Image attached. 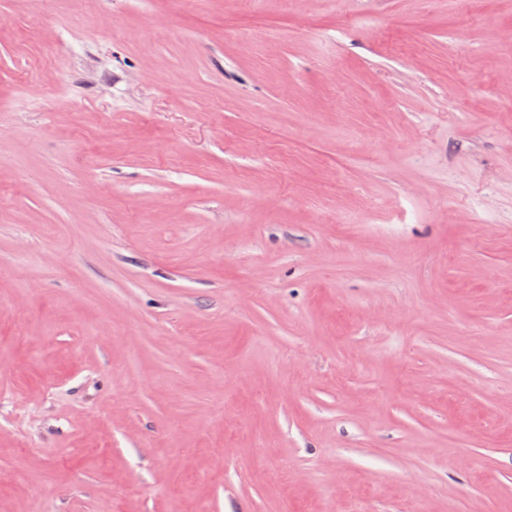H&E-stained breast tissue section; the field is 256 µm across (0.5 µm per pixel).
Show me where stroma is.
<instances>
[{"mask_svg": "<svg viewBox=\"0 0 512 512\" xmlns=\"http://www.w3.org/2000/svg\"><path fill=\"white\" fill-rule=\"evenodd\" d=\"M512 0H0V512H512Z\"/></svg>", "mask_w": 512, "mask_h": 512, "instance_id": "1", "label": "stroma"}]
</instances>
